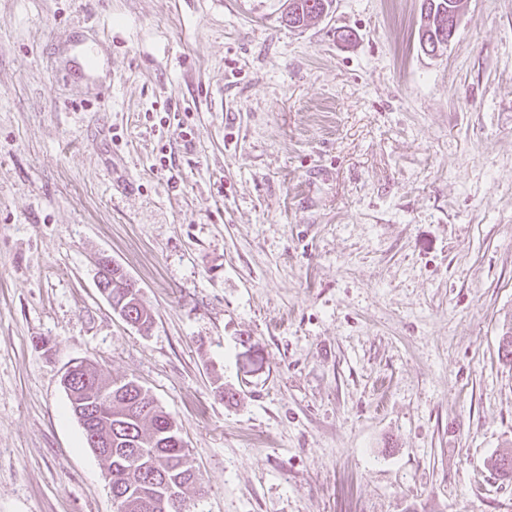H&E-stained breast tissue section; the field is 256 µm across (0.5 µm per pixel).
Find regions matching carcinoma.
Here are the masks:
<instances>
[{"instance_id": "1", "label": "carcinoma", "mask_w": 512, "mask_h": 512, "mask_svg": "<svg viewBox=\"0 0 512 512\" xmlns=\"http://www.w3.org/2000/svg\"><path fill=\"white\" fill-rule=\"evenodd\" d=\"M332 0H288L286 24L302 28L323 16ZM461 11V0H423L417 36L420 49L434 55L448 45L457 26L453 18ZM112 300L127 313H135L138 328L149 330L151 311L141 299L125 298L112 288ZM499 353L512 363V325L505 324L499 337ZM66 393L70 409H91L94 418L83 430L89 448L94 437H102L112 426V452L106 466L112 471V500L116 512H175L161 507L163 499L178 497L185 512H194L189 491L199 484L174 418L149 390L130 379L104 376L97 369L81 371L69 381ZM489 466L503 481L512 482V451L490 459Z\"/></svg>"}]
</instances>
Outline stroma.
Masks as SVG:
<instances>
[{
  "label": "stroma",
  "mask_w": 512,
  "mask_h": 512,
  "mask_svg": "<svg viewBox=\"0 0 512 512\" xmlns=\"http://www.w3.org/2000/svg\"><path fill=\"white\" fill-rule=\"evenodd\" d=\"M421 4L0 0V512H114L85 358L175 418L197 512H512V0L433 56ZM332 2V0H288L286 24L291 28L307 26L311 20L323 16ZM116 272V269L106 270V274L104 275L105 280H108V275L112 273V282L107 284V282L101 276L98 281V288L101 293L106 296L109 302L115 301L116 305H121L122 310H127V315L130 316V313H135V317L132 318L136 323H138V328L149 330L153 323V316L151 311L143 304L141 298L134 299L129 298L136 295V289L139 288L137 283L130 277H127L129 283V293L127 295L128 299H125L124 292H121V288H116L113 286V274ZM112 288V294H111Z\"/></svg>",
  "instance_id": "1"
}]
</instances>
